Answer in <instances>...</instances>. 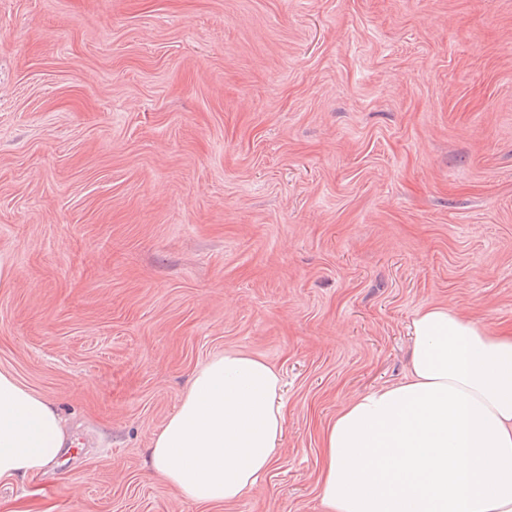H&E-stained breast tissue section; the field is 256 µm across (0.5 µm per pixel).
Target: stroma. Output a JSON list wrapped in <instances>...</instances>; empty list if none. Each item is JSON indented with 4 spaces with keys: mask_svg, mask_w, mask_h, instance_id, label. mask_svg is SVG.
<instances>
[{
    "mask_svg": "<svg viewBox=\"0 0 512 512\" xmlns=\"http://www.w3.org/2000/svg\"><path fill=\"white\" fill-rule=\"evenodd\" d=\"M431 303L512 330V0H0V371L69 435L0 512H203L150 448L227 350L288 417L210 512H324Z\"/></svg>",
    "mask_w": 512,
    "mask_h": 512,
    "instance_id": "35a3bbf8",
    "label": "stroma"
}]
</instances>
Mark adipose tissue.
I'll return each mask as SVG.
<instances>
[{"label": "adipose tissue", "mask_w": 512, "mask_h": 512, "mask_svg": "<svg viewBox=\"0 0 512 512\" xmlns=\"http://www.w3.org/2000/svg\"><path fill=\"white\" fill-rule=\"evenodd\" d=\"M410 331L407 378L322 430L326 512H512V334L433 304ZM286 420L278 373L227 352L197 371L153 463L197 505L231 502L274 468ZM65 444L56 410L0 371V481L47 470Z\"/></svg>", "instance_id": "obj_1"}]
</instances>
